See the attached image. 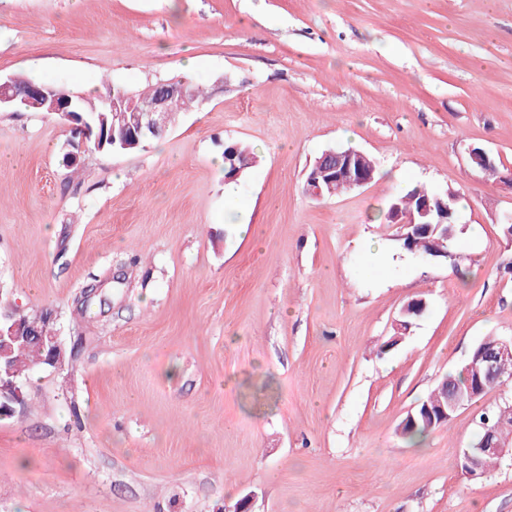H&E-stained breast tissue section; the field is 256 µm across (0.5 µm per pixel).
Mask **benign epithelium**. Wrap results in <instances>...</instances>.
<instances>
[{"label":"benign epithelium","mask_w":512,"mask_h":512,"mask_svg":"<svg viewBox=\"0 0 512 512\" xmlns=\"http://www.w3.org/2000/svg\"><path fill=\"white\" fill-rule=\"evenodd\" d=\"M158 86L159 93L148 103L142 102L132 90L118 99L109 95L100 97L105 109L112 113V127L119 130L121 141H136L138 135L146 129L166 130L175 123L179 102L192 93L190 82L186 79L160 81ZM44 100L52 101L49 112L71 124L73 131L80 134V141L73 143V151L70 152L71 160L77 161L82 149L85 148V135L81 134L84 127L74 124L73 93L61 86H48L31 81L21 85L13 77L0 80V109H21L37 105ZM334 178L347 182L354 190L371 182V178L363 170L360 155L351 151L340 153L334 149H327L316 159L313 173L306 181L305 191L313 198H320L323 196L322 183ZM432 214L433 207L427 202L421 204L416 211L398 213L393 218V223L401 225L402 233L399 239L413 238L416 226L424 223V218ZM38 317L44 320V327L38 340L49 344L51 365L59 367L63 364V351L53 314L45 310L40 312ZM3 321H10L12 325L6 332L0 329V357L6 355L9 348L4 336H9L13 341L22 336L31 338V334L25 331L31 324L23 316V312L16 310L3 316ZM506 358H512V338H498L490 345L482 343L474 357L476 371L499 378L500 363ZM22 387V383L14 379H5L0 375V412L7 411L13 414L24 406ZM494 437V429H486L484 447L477 449L475 455L465 454L464 467L470 478L484 476V473L479 471L483 456L503 457L512 454L511 447L494 440Z\"/></svg>","instance_id":"7a95c632"}]
</instances>
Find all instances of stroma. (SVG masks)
I'll return each mask as SVG.
<instances>
[{
    "mask_svg": "<svg viewBox=\"0 0 512 512\" xmlns=\"http://www.w3.org/2000/svg\"><path fill=\"white\" fill-rule=\"evenodd\" d=\"M20 74L208 97L145 150L74 163L68 123L0 110V313L52 311L65 351L0 418V512H512L511 458L476 482L458 464L512 380L422 443L397 432L512 337V0H0V77ZM230 142L262 157L234 183ZM335 146L378 175L310 197ZM416 185L460 192L466 276L383 220Z\"/></svg>",
    "mask_w": 512,
    "mask_h": 512,
    "instance_id": "stroma-1",
    "label": "stroma"
}]
</instances>
